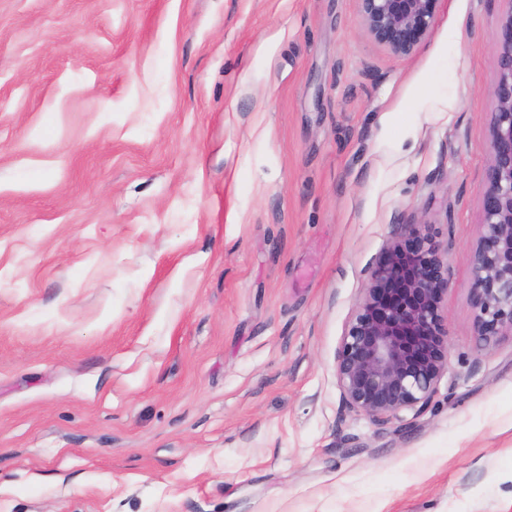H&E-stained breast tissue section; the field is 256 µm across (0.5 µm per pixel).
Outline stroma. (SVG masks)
Instances as JSON below:
<instances>
[{
	"label": "stroma",
	"instance_id": "stroma-1",
	"mask_svg": "<svg viewBox=\"0 0 512 512\" xmlns=\"http://www.w3.org/2000/svg\"><path fill=\"white\" fill-rule=\"evenodd\" d=\"M358 0H0V512H512V340L472 329L495 33ZM448 260L405 427L336 351L391 236ZM362 24L376 43L398 55H410L436 21L438 0H358Z\"/></svg>",
	"mask_w": 512,
	"mask_h": 512
}]
</instances>
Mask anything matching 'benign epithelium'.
I'll list each match as a JSON object with an SVG mask.
<instances>
[{"label":"benign epithelium","instance_id":"1","mask_svg":"<svg viewBox=\"0 0 512 512\" xmlns=\"http://www.w3.org/2000/svg\"><path fill=\"white\" fill-rule=\"evenodd\" d=\"M376 43L409 55L436 21L438 0H358ZM498 79L489 121L481 220L471 248L473 330L485 348L512 337V12L496 33ZM448 261L429 224H408L384 247L341 338L336 379L345 405L377 423L417 416L448 369Z\"/></svg>","mask_w":512,"mask_h":512}]
</instances>
